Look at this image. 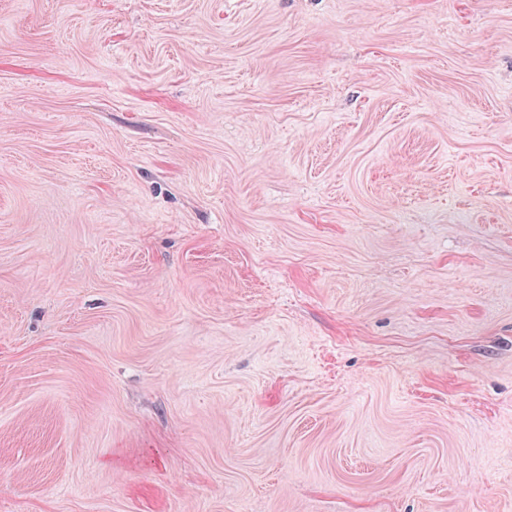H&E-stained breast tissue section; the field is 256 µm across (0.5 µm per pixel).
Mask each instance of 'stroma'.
<instances>
[{
  "label": "stroma",
  "mask_w": 512,
  "mask_h": 512,
  "mask_svg": "<svg viewBox=\"0 0 512 512\" xmlns=\"http://www.w3.org/2000/svg\"><path fill=\"white\" fill-rule=\"evenodd\" d=\"M0 512H512V0H0Z\"/></svg>",
  "instance_id": "35a3bbf8"
}]
</instances>
